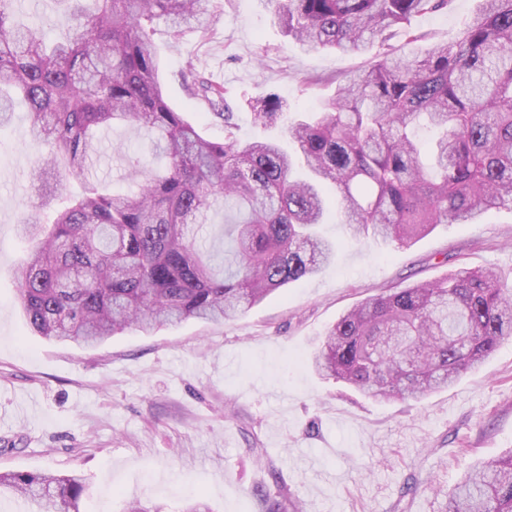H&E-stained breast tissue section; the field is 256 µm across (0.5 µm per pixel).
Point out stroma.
<instances>
[{
  "label": "stroma",
  "mask_w": 512,
  "mask_h": 512,
  "mask_svg": "<svg viewBox=\"0 0 512 512\" xmlns=\"http://www.w3.org/2000/svg\"><path fill=\"white\" fill-rule=\"evenodd\" d=\"M480 0L417 16L419 47L453 39ZM206 31L154 25L168 102L213 141L224 121L183 87L187 67L238 105L237 135H279L252 101L278 93L283 122L318 110L364 55L304 52L271 20L266 0H207ZM27 110L0 127V472L81 474L80 512L149 501L183 512H260L253 491L281 482L302 512H444L475 462L512 449V338L447 389L420 402L382 401L319 376L309 358L351 307L451 271L495 269L512 280V209L442 224L410 247L351 238L336 217L332 264L238 318L129 330L93 349L32 335L16 306L18 228L40 198L28 172ZM148 159L121 129L105 133L94 171L128 188V160Z\"/></svg>",
  "instance_id": "obj_1"
}]
</instances>
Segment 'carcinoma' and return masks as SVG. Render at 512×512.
Listing matches in <instances>:
<instances>
[{
    "instance_id": "carcinoma-1",
    "label": "carcinoma",
    "mask_w": 512,
    "mask_h": 512,
    "mask_svg": "<svg viewBox=\"0 0 512 512\" xmlns=\"http://www.w3.org/2000/svg\"><path fill=\"white\" fill-rule=\"evenodd\" d=\"M72 32L53 42L0 0V127L17 102L40 154L32 175L57 177L49 222L20 225L28 243L16 297L38 335L94 346L127 329L242 314L312 277L335 257L322 237L332 186L342 223L409 247L440 224H468L512 208V0H482L460 36L407 58L375 51L397 31L415 42L418 14L454 0H268L275 23L306 51L365 53L321 109L277 140H241L225 92L194 94L224 117V141L203 137L172 109L150 37L155 21L203 28V0H63ZM286 103L270 92L254 119L272 124ZM146 131L161 170L130 161L137 188L89 175L98 133ZM81 182L72 196L63 179ZM223 203L237 214L223 246L198 225ZM512 336V285L493 270L450 272L379 295L342 315L311 362L316 372L381 399L417 401L454 384ZM81 475L0 473V500L33 512H80ZM265 512H300L283 486L256 490ZM446 512H512V452L484 461L448 495Z\"/></svg>"
}]
</instances>
